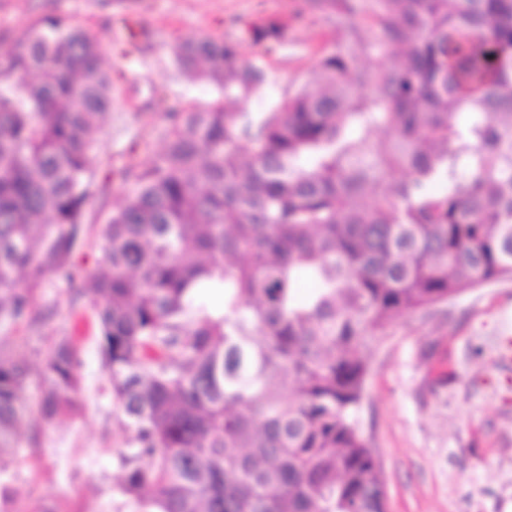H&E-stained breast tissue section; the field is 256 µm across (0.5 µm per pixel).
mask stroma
Returning a JSON list of instances; mask_svg holds the SVG:
<instances>
[{
  "label": "stroma",
  "instance_id": "1",
  "mask_svg": "<svg viewBox=\"0 0 512 512\" xmlns=\"http://www.w3.org/2000/svg\"><path fill=\"white\" fill-rule=\"evenodd\" d=\"M299 0H0V48L9 49L41 18L54 15L95 35L116 73V104L100 136L98 180L107 188L91 202L87 225L102 224L132 182L113 175L149 163L164 146L160 96L184 108H205L213 87L176 70L172 50L181 40L238 37L263 17L286 25L284 42L260 56L243 41L244 60L263 58L267 85L250 111L265 112L288 87L313 83L319 58L340 37L321 16L298 17ZM140 26L135 64L121 57L115 31L125 17ZM64 285L46 278L41 303L54 313L44 331L11 327L12 340L46 346L67 331L80 342L83 412L43 428V453L20 448L14 459L23 492L17 512L31 501L66 512L95 503L107 512L120 500L116 460L126 450L120 410L105 388L91 317L75 315ZM512 335V278L483 284L428 310L396 316L369 348L364 396L354 412L385 483L387 512H512V363L501 362V340Z\"/></svg>",
  "mask_w": 512,
  "mask_h": 512
}]
</instances>
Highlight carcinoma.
I'll list each match as a JSON object with an SVG mask.
<instances>
[{
	"mask_svg": "<svg viewBox=\"0 0 512 512\" xmlns=\"http://www.w3.org/2000/svg\"><path fill=\"white\" fill-rule=\"evenodd\" d=\"M302 3L343 39L316 89L268 112L244 111L267 73L239 43L281 44L278 19L175 47V67L237 110L166 108L165 149L121 172L135 188L92 268L104 46L54 17L0 53V326H46L48 276L87 283L137 512H384L352 416L368 342L396 315L512 278V0ZM204 288L223 290L221 308ZM49 340L43 353L0 337V512L19 495L16 448L41 453V428L82 410L78 346Z\"/></svg>",
	"mask_w": 512,
	"mask_h": 512,
	"instance_id": "obj_1",
	"label": "carcinoma"
}]
</instances>
